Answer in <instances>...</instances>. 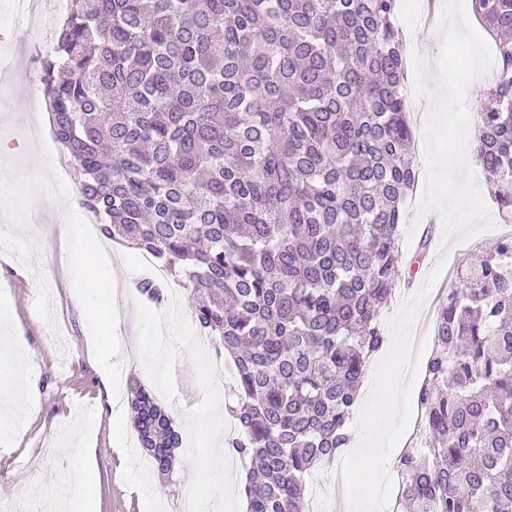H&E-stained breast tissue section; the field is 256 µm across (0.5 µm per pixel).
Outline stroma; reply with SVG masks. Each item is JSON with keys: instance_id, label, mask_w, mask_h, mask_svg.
Instances as JSON below:
<instances>
[{"instance_id": "1", "label": "stroma", "mask_w": 512, "mask_h": 512, "mask_svg": "<svg viewBox=\"0 0 512 512\" xmlns=\"http://www.w3.org/2000/svg\"><path fill=\"white\" fill-rule=\"evenodd\" d=\"M59 0H39L34 15H19L13 0H0V350L21 346L32 381L28 406L14 413L6 400L12 388L0 390V419L11 422L12 447H0V501L15 507L45 502L41 486L53 485L67 495L54 474L81 468L76 454L88 425H95L97 453L91 492L98 512H170L186 487H194L201 506L222 502L223 512H242L245 499L236 475L244 463L224 458V479L216 481L201 460L203 433L189 427L184 406L207 417L213 405L226 404L233 367L217 355L211 338L200 336L190 302L180 310L150 303L136 284L146 275L137 252L113 251L119 280L114 296L118 353L112 359L111 413L100 410L99 366L87 345L88 322L73 299V273L63 259L64 223L84 225L89 215L75 198L72 174H58L56 159L35 166L25 143L53 145L50 117L41 98L36 53L53 43L45 25ZM422 194L414 189L404 205L397 246L403 274L381 320L389 322L401 303L413 297L433 271L441 276L425 302L432 308L456 288L455 272L470 258L488 252L503 237L501 226L472 238L445 236L435 217H417ZM161 342L166 350L150 360L139 357L143 345ZM144 386L171 417L182 437L173 470L161 475L144 454L128 456L135 443L128 398L131 385Z\"/></svg>"}]
</instances>
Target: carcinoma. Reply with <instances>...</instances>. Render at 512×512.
I'll use <instances>...</instances> for the list:
<instances>
[{"instance_id":"carcinoma-1","label":"carcinoma","mask_w":512,"mask_h":512,"mask_svg":"<svg viewBox=\"0 0 512 512\" xmlns=\"http://www.w3.org/2000/svg\"><path fill=\"white\" fill-rule=\"evenodd\" d=\"M497 79L474 149L512 223V0H473ZM398 0H66L37 76L77 200L189 292L234 362L247 512H303L386 336L414 186ZM154 303L161 285L139 283ZM402 512H512V237L440 303ZM158 472L181 437L131 387Z\"/></svg>"}]
</instances>
